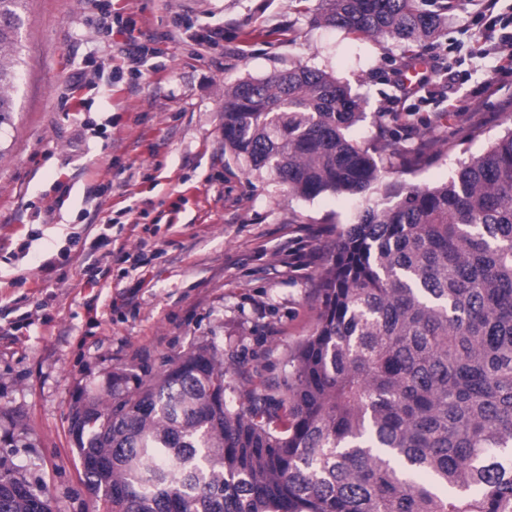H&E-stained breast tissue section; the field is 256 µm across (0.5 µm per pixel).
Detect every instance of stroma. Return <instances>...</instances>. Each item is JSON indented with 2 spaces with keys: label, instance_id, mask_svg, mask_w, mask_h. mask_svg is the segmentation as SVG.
I'll return each instance as SVG.
<instances>
[{
  "label": "stroma",
  "instance_id": "obj_1",
  "mask_svg": "<svg viewBox=\"0 0 512 512\" xmlns=\"http://www.w3.org/2000/svg\"><path fill=\"white\" fill-rule=\"evenodd\" d=\"M320 0H111L103 34L93 0H27L15 112L0 128V463L25 472L56 512H92L69 432L76 401L213 343L228 379L262 389L314 328L319 273L366 194L289 196L226 162L224 87L297 65L323 70L364 103L351 131L389 181L447 182L512 108L487 98L491 48L512 29V0H453L432 38L408 47L324 25ZM218 39H209L212 30ZM446 75L403 97L409 58ZM65 204H58L61 191ZM108 228L96 281L67 236Z\"/></svg>",
  "mask_w": 512,
  "mask_h": 512
}]
</instances>
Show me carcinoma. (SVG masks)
Instances as JSON below:
<instances>
[{
	"mask_svg": "<svg viewBox=\"0 0 512 512\" xmlns=\"http://www.w3.org/2000/svg\"><path fill=\"white\" fill-rule=\"evenodd\" d=\"M24 0H0V126ZM323 23L422 42L415 0H322ZM360 101L295 66L224 88V153L303 198L387 170L348 131ZM367 204L338 232L315 327L265 393L204 343L70 417L94 512H512V130L454 177ZM0 512H54L0 464Z\"/></svg>",
	"mask_w": 512,
	"mask_h": 512,
	"instance_id": "carcinoma-1",
	"label": "carcinoma"
}]
</instances>
